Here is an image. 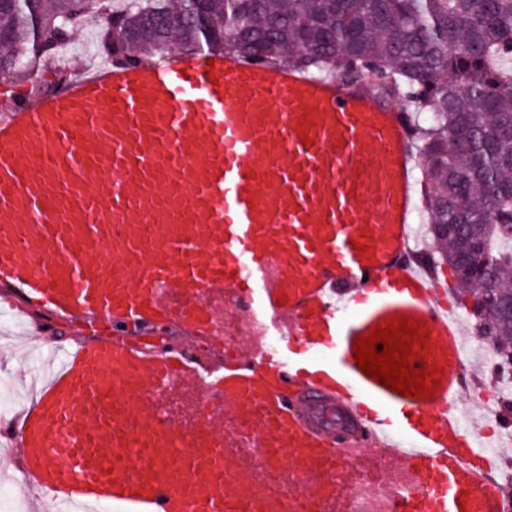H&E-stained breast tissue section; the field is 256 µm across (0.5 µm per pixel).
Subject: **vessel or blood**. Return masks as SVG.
I'll return each mask as SVG.
<instances>
[{"label": "vessel or blood", "instance_id": "vessel-or-blood-1", "mask_svg": "<svg viewBox=\"0 0 512 512\" xmlns=\"http://www.w3.org/2000/svg\"><path fill=\"white\" fill-rule=\"evenodd\" d=\"M418 213L407 115L361 83L230 52L120 58L0 108V289L111 330L24 415L28 479L79 512H324L341 493L354 512H503L501 460L459 416L483 371L416 256ZM216 292L264 342L217 370L132 343L220 340ZM404 315L445 370L428 400L354 362ZM181 377L188 427L156 401ZM367 455L406 474L388 497L351 482Z\"/></svg>", "mask_w": 512, "mask_h": 512}]
</instances>
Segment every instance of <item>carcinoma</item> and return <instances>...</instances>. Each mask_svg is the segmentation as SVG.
I'll return each instance as SVG.
<instances>
[{"label": "carcinoma", "instance_id": "carcinoma-1", "mask_svg": "<svg viewBox=\"0 0 512 512\" xmlns=\"http://www.w3.org/2000/svg\"><path fill=\"white\" fill-rule=\"evenodd\" d=\"M112 18L106 56L229 50L278 68L368 80L411 113L435 266L488 306L472 310L512 376V0H11L0 74L43 84L89 24Z\"/></svg>", "mask_w": 512, "mask_h": 512}]
</instances>
